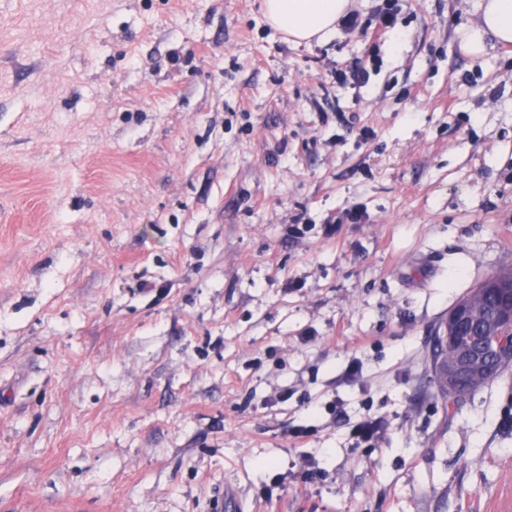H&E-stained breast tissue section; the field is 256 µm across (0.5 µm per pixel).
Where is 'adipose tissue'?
Wrapping results in <instances>:
<instances>
[{
    "label": "adipose tissue",
    "mask_w": 512,
    "mask_h": 512,
    "mask_svg": "<svg viewBox=\"0 0 512 512\" xmlns=\"http://www.w3.org/2000/svg\"><path fill=\"white\" fill-rule=\"evenodd\" d=\"M349 0H262L267 24L296 42L325 39L336 30ZM477 20L470 29L467 46L482 53L486 38L512 43V0H477Z\"/></svg>",
    "instance_id": "ef3b65f1"
}]
</instances>
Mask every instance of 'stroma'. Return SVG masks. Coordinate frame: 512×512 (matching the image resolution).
<instances>
[{
  "mask_svg": "<svg viewBox=\"0 0 512 512\" xmlns=\"http://www.w3.org/2000/svg\"><path fill=\"white\" fill-rule=\"evenodd\" d=\"M474 2L296 43L260 0H0V512L512 498V369L448 405L431 365L512 267V44L466 49ZM371 64L370 70L368 64ZM376 67L375 56H369L364 59H357L348 69V71H340L339 76L343 83H349L353 88H361L370 79V71ZM348 72V75H347Z\"/></svg>",
  "mask_w": 512,
  "mask_h": 512,
  "instance_id": "stroma-1",
  "label": "stroma"
}]
</instances>
